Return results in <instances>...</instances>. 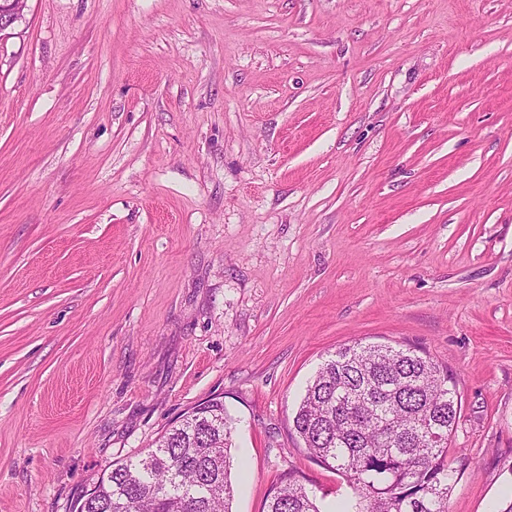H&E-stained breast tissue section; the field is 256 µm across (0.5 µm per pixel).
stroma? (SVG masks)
I'll return each mask as SVG.
<instances>
[{"mask_svg":"<svg viewBox=\"0 0 512 512\" xmlns=\"http://www.w3.org/2000/svg\"><path fill=\"white\" fill-rule=\"evenodd\" d=\"M459 395L448 512L512 499V0H27L0 32V512H71L219 396L232 512L318 367Z\"/></svg>","mask_w":512,"mask_h":512,"instance_id":"1","label":"stroma"}]
</instances>
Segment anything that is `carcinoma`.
Instances as JSON below:
<instances>
[{"mask_svg":"<svg viewBox=\"0 0 512 512\" xmlns=\"http://www.w3.org/2000/svg\"><path fill=\"white\" fill-rule=\"evenodd\" d=\"M448 369L412 348L345 345L307 386L294 429L308 453L344 476L350 512H448V440L458 413ZM233 420L220 397L167 429L146 454L112 465L74 512H231ZM266 512H321L290 471Z\"/></svg>","mask_w":512,"mask_h":512,"instance_id":"obj_1","label":"carcinoma"}]
</instances>
